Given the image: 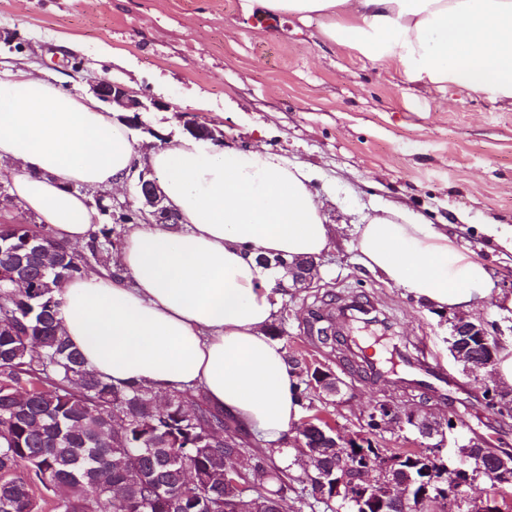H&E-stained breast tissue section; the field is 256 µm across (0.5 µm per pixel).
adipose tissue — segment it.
Segmentation results:
<instances>
[{"label":"adipose tissue","instance_id":"adipose-tissue-1","mask_svg":"<svg viewBox=\"0 0 512 512\" xmlns=\"http://www.w3.org/2000/svg\"><path fill=\"white\" fill-rule=\"evenodd\" d=\"M261 13L315 22L326 40L409 80L512 100V0H248ZM12 194L67 245H88L100 215L87 190L158 176L175 224L127 225L112 269L67 281L62 327L118 387L196 389L210 407L273 444L301 420L297 375L266 333L282 270L260 257L313 260L336 236L312 174L269 148L245 152L178 139L141 152L99 100L18 65L0 77V162ZM361 263L445 311L488 284L485 265L423 217L389 208L359 225Z\"/></svg>","mask_w":512,"mask_h":512}]
</instances>
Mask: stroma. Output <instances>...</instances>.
<instances>
[{
    "mask_svg": "<svg viewBox=\"0 0 512 512\" xmlns=\"http://www.w3.org/2000/svg\"><path fill=\"white\" fill-rule=\"evenodd\" d=\"M63 34L82 51L61 46ZM105 46L111 57L102 56ZM20 57L37 77L82 95L100 78L123 84L149 102L143 121L170 137L184 136L189 117L222 130L225 146L263 144L310 168L336 241L314 286L289 296L280 342L328 365L343 387L325 401L310 393L305 415L357 431L372 405L389 398L454 415L458 433L477 446L512 448V419L499 425L483 405L494 372L466 376L448 352L455 312L436 311L363 267L355 235L380 207L422 215L486 265L491 291L474 298L470 317L496 325L511 343L512 244L485 231L489 223L512 229L511 105L410 82L394 64L324 40L316 26L246 13L244 0H0V74ZM327 292L368 299L387 318L353 329L383 379L361 375L349 357L308 335L307 309ZM399 345L411 358L437 360L443 394L407 383Z\"/></svg>",
    "mask_w": 512,
    "mask_h": 512,
    "instance_id": "stroma-1",
    "label": "stroma"
}]
</instances>
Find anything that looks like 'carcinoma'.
Here are the masks:
<instances>
[{"label":"carcinoma","instance_id":"carcinoma-1","mask_svg":"<svg viewBox=\"0 0 512 512\" xmlns=\"http://www.w3.org/2000/svg\"><path fill=\"white\" fill-rule=\"evenodd\" d=\"M115 228L104 224L78 256L45 225L0 224V512H41L36 490L51 495L53 512H224V499L244 495L256 512H279L263 472L288 482L289 470L254 448L255 462L224 482L235 439L209 436L224 415L191 389L160 397L140 386L117 387L90 369L63 331L59 294L84 274L88 260L113 249ZM39 238L45 255L31 253ZM25 259L27 286L7 275L6 264ZM306 450L327 467L326 440L315 427ZM392 475L416 478L435 467L429 458L391 454Z\"/></svg>","mask_w":512,"mask_h":512}]
</instances>
